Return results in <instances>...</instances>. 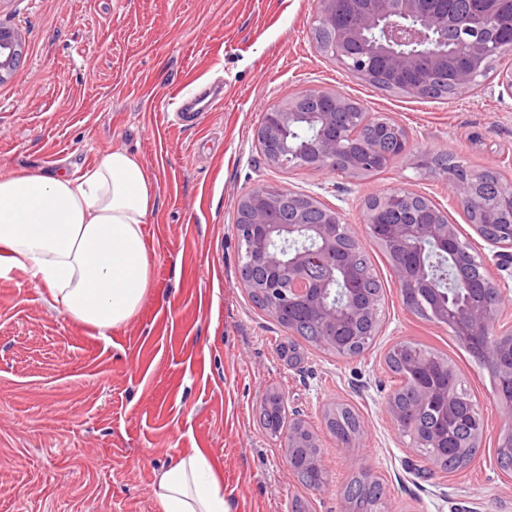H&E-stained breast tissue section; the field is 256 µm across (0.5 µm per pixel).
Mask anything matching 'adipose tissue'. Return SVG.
<instances>
[{
    "instance_id": "1",
    "label": "adipose tissue",
    "mask_w": 512,
    "mask_h": 512,
    "mask_svg": "<svg viewBox=\"0 0 512 512\" xmlns=\"http://www.w3.org/2000/svg\"><path fill=\"white\" fill-rule=\"evenodd\" d=\"M156 182L115 149L82 174H0V251L74 320L105 332L126 323L149 285L142 226ZM161 512H229L224 486L199 449L156 471Z\"/></svg>"
}]
</instances>
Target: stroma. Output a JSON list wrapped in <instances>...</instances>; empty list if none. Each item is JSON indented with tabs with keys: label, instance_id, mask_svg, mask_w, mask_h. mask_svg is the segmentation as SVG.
Wrapping results in <instances>:
<instances>
[{
	"label": "stroma",
	"instance_id": "stroma-1",
	"mask_svg": "<svg viewBox=\"0 0 512 512\" xmlns=\"http://www.w3.org/2000/svg\"><path fill=\"white\" fill-rule=\"evenodd\" d=\"M317 0H0V25L22 47L0 81V172L75 175L115 148L154 177L143 226L150 284L140 309L106 333L74 321L24 273L0 275V512H159L155 470L202 449L230 512H339L362 468L385 486L391 512H512L496 464L501 408L490 375L447 326L402 302L389 259L365 232L364 204L406 189L432 199L478 252L488 246L422 160L452 154L469 170L512 183V98L500 94L505 54L475 94L427 99L375 88L315 45ZM223 85V106L201 123L169 120L174 91ZM320 87L409 132L406 151L355 179L333 170H280L263 158L265 112ZM259 186L313 195L338 209L381 282L380 326L359 356L303 343L258 307L238 272L237 203ZM448 358L486 424L472 461L424 475L425 460L391 424L399 380L394 343ZM283 392L318 434L329 481L314 490L289 470L281 439L259 423L266 391ZM351 406L362 432L339 448L324 411Z\"/></svg>",
	"mask_w": 512,
	"mask_h": 512
}]
</instances>
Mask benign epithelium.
Instances as JSON below:
<instances>
[{
    "label": "benign epithelium",
    "instance_id": "obj_1",
    "mask_svg": "<svg viewBox=\"0 0 512 512\" xmlns=\"http://www.w3.org/2000/svg\"><path fill=\"white\" fill-rule=\"evenodd\" d=\"M318 20L332 26L334 41L330 56L353 77L370 84L392 81L391 87L400 93L423 96L422 86L415 81L399 82L397 77L415 71L424 64L437 68L448 63L449 52L443 40L432 38L429 32L440 33L452 25L469 32L464 54L467 66L458 69L453 77V96L464 99L470 96L478 83V77L487 69L490 61L500 53L501 47L489 35L488 21L496 26L512 27V0H483L485 7L472 15L453 18L439 11L434 0H399V6L389 9L386 0H350L352 5H363L361 23L357 28L336 23L337 0H318ZM21 55V44L11 31H0V80L13 69ZM312 104L315 111L309 116L317 118L319 126L304 154L287 149L284 132L300 116L296 105ZM354 101L322 88L303 90L287 105L274 108L264 115L261 136L276 147L269 163L282 168L303 165L315 170H336L355 176L367 167L386 165L394 155L388 146L395 144L405 150L408 134L404 127L387 119L374 118L367 112L359 113L362 124L381 128V135L370 143L361 145V150L347 155L342 140L358 139V131H344L336 126V114ZM452 193L459 204L472 217L471 226L491 246V254L478 253L460 237L458 225L451 224L444 211L432 201H426L424 215L405 213L394 224L380 223L379 216L392 202L402 206L411 204L416 193L399 190L365 204L363 224L367 233L380 243L392 256V272L399 285L401 295L411 289L427 286L430 268L422 258L404 251L410 238L420 243L432 244L440 254L469 255L472 263L485 277L484 295L480 299H469L463 305L448 302L438 292L431 291L432 320L448 326L456 340L474 355L479 366L502 379L512 381V299L499 288L489 275L490 266L500 271L512 268V184L498 183L495 192L487 194L482 189V179L458 163L448 168L445 174ZM282 195L259 199L249 193L238 203L236 229L238 236L259 240L257 251L249 256L245 273L248 286L274 292L280 298V306L274 311L278 315L290 305L306 302L312 293V284L306 278L305 269L311 263L321 262L343 275V287L333 288L329 280L321 288V295L313 302L315 316L331 337L329 346L337 355L345 358L351 354L345 346L336 343V330L349 325L355 328L356 336H374L379 329L380 298L361 294L352 287V267L361 249L359 238L342 222L340 213L333 209L322 210V219L309 224L301 213L316 208V200L308 195L288 193V205L296 213L289 224H282L276 217ZM278 232L281 250L270 248L272 233ZM345 237L349 248L342 249L339 237ZM288 268V289L267 283H258L253 273L265 268ZM407 373L419 384L413 407L434 399L447 401L446 390L437 388L424 378L420 364H406ZM470 429V441L458 448L464 455L468 448L480 447L485 436L482 413L474 402H469L466 411ZM503 428L498 435L496 450L500 455L512 456V399L501 400ZM284 445L288 448L287 465H292L293 456L300 448H314L316 452L303 454V467L318 476L314 488L328 483V473L322 465L318 436L302 421L288 425L283 433Z\"/></svg>",
    "mask_w": 512,
    "mask_h": 512
}]
</instances>
